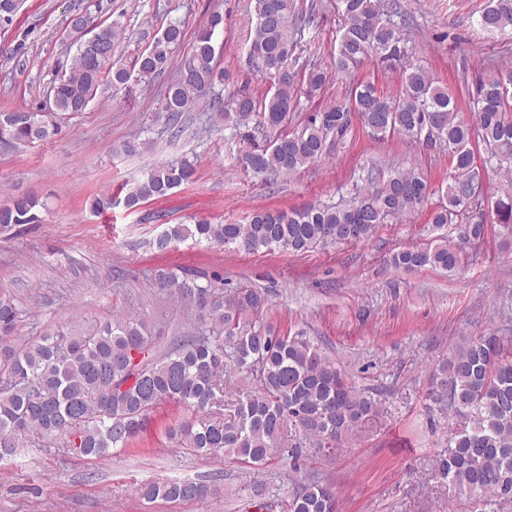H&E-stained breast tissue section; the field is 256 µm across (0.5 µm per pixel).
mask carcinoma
I'll return each mask as SVG.
<instances>
[{
  "label": "carcinoma",
  "mask_w": 512,
  "mask_h": 512,
  "mask_svg": "<svg viewBox=\"0 0 512 512\" xmlns=\"http://www.w3.org/2000/svg\"><path fill=\"white\" fill-rule=\"evenodd\" d=\"M253 2L249 61L271 62L283 76L277 81L256 66L255 72L272 82L273 92L256 97L242 89L224 104L225 124L244 130L248 140L267 137L265 144L245 150L240 164L255 175L292 176L343 143L355 122L373 140L399 136L440 146L448 151L453 173L443 191L445 202L430 211V242L393 253L391 264L455 274L469 244L486 232L484 187L475 184L474 171L512 176V91L507 84L495 76L476 82L468 93L470 118L465 120L459 116L458 99L409 60L390 0H338L344 27L334 58L336 75L347 76L371 59L398 62L402 92L393 99L374 84L360 82L344 103L313 113L302 130L284 133L300 97H319L327 84L318 68L309 69L300 86L288 70L296 35L312 15L297 11L295 0ZM223 22L221 13L212 14L189 54L192 77H177L168 86L163 98L168 121L178 122L215 85L230 80L215 62L213 36ZM479 25L487 32L512 31V0H489ZM182 40V25L168 23L129 68L93 63L79 44L69 73L53 84L52 111H25L22 119L16 112H0V135L16 149L51 137L58 131L57 119L84 111L102 83L120 87L133 77L150 81L173 67L172 48ZM194 174L187 160L166 163L130 187L124 203L135 208L164 197L191 182ZM365 181L364 191L348 203L257 210L243 224H168L152 245L162 251L193 239L252 252L278 248L305 253L319 245L367 240L380 225L423 209L436 193L416 168L371 167ZM41 208L34 198L18 197L0 207V227L40 224ZM495 216L503 228L500 235L511 246V190L497 199ZM455 222L457 239L450 241L447 228ZM150 283L183 303L192 304L191 293L202 301L195 306L192 334L161 354L152 352L144 322L123 317L90 333L42 336L16 350L7 339L20 312L12 300L0 297V467L32 438L76 458L108 457L131 447L148 414L164 402L194 415L191 421L169 425V439L198 457L221 452L248 468L266 465L276 453L296 463L306 448H339L372 412L373 401L310 339L248 321L265 308L262 291L235 288L227 293L220 276L163 268L151 273ZM229 365L249 373L256 387L236 400L233 416L225 420L213 408L224 405ZM440 372L438 401H448L456 426L450 428L448 451L439 457L434 476L453 487L466 512H504L512 507V336L491 333L471 339ZM138 494L147 501H205L217 489L202 481L173 479L142 485ZM288 512H339V504L329 485L311 481L294 492Z\"/></svg>",
  "instance_id": "obj_1"
}]
</instances>
